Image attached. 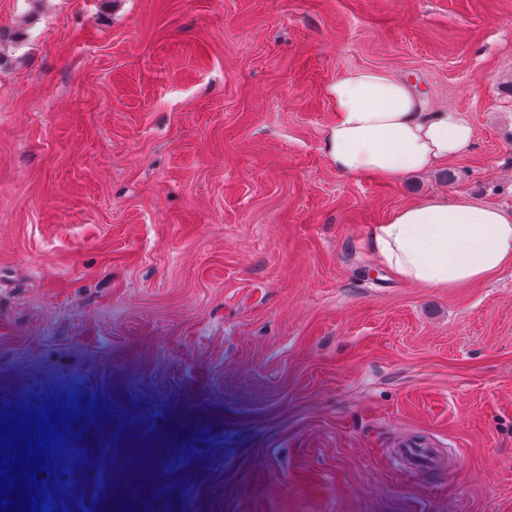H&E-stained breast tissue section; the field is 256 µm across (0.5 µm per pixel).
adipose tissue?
Returning <instances> with one entry per match:
<instances>
[{"label":"adipose tissue","mask_w":512,"mask_h":512,"mask_svg":"<svg viewBox=\"0 0 512 512\" xmlns=\"http://www.w3.org/2000/svg\"><path fill=\"white\" fill-rule=\"evenodd\" d=\"M324 150L336 171L393 180L468 152L473 128L453 109L428 110L404 81L361 68L330 84ZM375 261L419 288H459L512 266V210L461 196L426 197L370 226Z\"/></svg>","instance_id":"obj_1"}]
</instances>
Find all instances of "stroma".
<instances>
[{
    "instance_id": "35a3bbf8",
    "label": "stroma",
    "mask_w": 512,
    "mask_h": 512,
    "mask_svg": "<svg viewBox=\"0 0 512 512\" xmlns=\"http://www.w3.org/2000/svg\"><path fill=\"white\" fill-rule=\"evenodd\" d=\"M0 407L155 432L175 512H512V267L415 288L365 237L420 198L512 209V0H0ZM378 68L471 151L389 181L323 144ZM117 444L51 445L94 512Z\"/></svg>"
}]
</instances>
